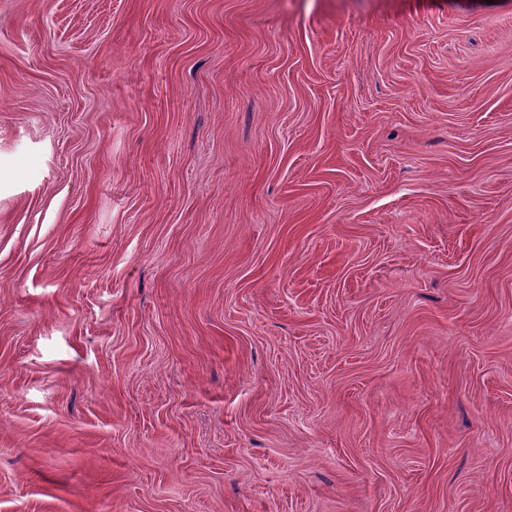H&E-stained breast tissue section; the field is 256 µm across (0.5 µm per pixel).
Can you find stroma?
Masks as SVG:
<instances>
[{"mask_svg":"<svg viewBox=\"0 0 512 512\" xmlns=\"http://www.w3.org/2000/svg\"><path fill=\"white\" fill-rule=\"evenodd\" d=\"M0 512H512V0H0Z\"/></svg>","mask_w":512,"mask_h":512,"instance_id":"35a3bbf8","label":"stroma"}]
</instances>
